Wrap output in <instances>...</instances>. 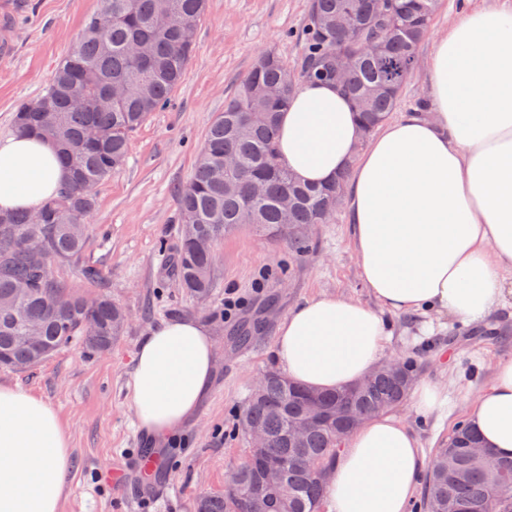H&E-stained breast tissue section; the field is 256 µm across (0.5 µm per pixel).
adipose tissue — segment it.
Here are the masks:
<instances>
[{"label":"adipose tissue","instance_id":"1","mask_svg":"<svg viewBox=\"0 0 512 512\" xmlns=\"http://www.w3.org/2000/svg\"><path fill=\"white\" fill-rule=\"evenodd\" d=\"M425 85L432 110L403 111L364 138L343 91L300 82L277 151L297 180L348 173L351 242L372 301L322 295L279 324L275 354L294 382L349 386L375 369L390 316L484 320L512 296V0L471 8L437 38ZM68 179L54 145L0 140V210H37ZM215 342L197 319L162 323L139 343L130 405L150 438L173 439L209 392ZM486 448L512 457V361L470 400ZM425 466L405 420L375 415L344 441L329 475V512H410ZM70 443L41 399L0 385V512H59Z\"/></svg>","mask_w":512,"mask_h":512}]
</instances>
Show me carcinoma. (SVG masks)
<instances>
[{
    "mask_svg": "<svg viewBox=\"0 0 512 512\" xmlns=\"http://www.w3.org/2000/svg\"><path fill=\"white\" fill-rule=\"evenodd\" d=\"M438 4L392 0L389 17L376 11L375 0H311L298 67L274 52L258 57L210 123L194 174L177 194L182 229L171 272L188 294L209 293L213 246L238 226L285 238L299 254L311 226L328 223L339 208L344 177L324 186L301 184L275 147L280 112L296 79L336 78L338 28L347 20L354 26L352 72L343 92L369 135L390 119L413 77ZM207 7L208 0H104L112 24L103 28L98 14L87 16L80 39L38 97L42 108L32 110L28 101L17 107L15 132L51 139L69 177L60 195L38 209L42 223H33L30 211L0 213V367L33 369L77 341L106 351L122 335V307L106 294L87 304L55 268L84 252L97 186L124 165L131 133L169 102L194 54L187 28L196 27ZM33 236L42 239V250L22 246ZM412 384L407 366L397 375L381 366L349 395L266 374L264 390L249 397L242 425L268 436L269 454L287 468L283 487L265 488L264 462L258 461L233 470L223 493L199 496L196 512H252L257 497L265 499L262 512H320L341 435L354 427L345 419L316 423L296 442L291 423L313 404L334 411L347 397L352 414L365 421L399 405ZM424 500L426 512H512V458L482 447L462 422L433 456Z\"/></svg>",
    "mask_w": 512,
    "mask_h": 512,
    "instance_id": "cac0c4a2",
    "label": "carcinoma"
}]
</instances>
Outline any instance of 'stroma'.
<instances>
[{
  "label": "stroma",
  "mask_w": 512,
  "mask_h": 512,
  "mask_svg": "<svg viewBox=\"0 0 512 512\" xmlns=\"http://www.w3.org/2000/svg\"><path fill=\"white\" fill-rule=\"evenodd\" d=\"M25 2L15 20L16 60L0 68V138L12 134L16 106L43 92L80 36L86 16L103 6V0ZM310 3L209 0L196 28L194 56L167 107L132 133L124 166L97 188L98 206L87 219L84 253L56 267L71 291L89 296L104 292L123 307V335L101 354L75 345L31 371L0 369V384L42 399L57 412L68 435L73 466L60 512H195L197 495L223 492L229 473L248 453L251 440L240 416L256 380L278 367L274 344L280 321L317 295L370 300L342 207L330 223L309 232V249L299 259L287 242L253 227L226 234L213 247V287L201 298L181 288L164 256L178 245L176 191L193 175L209 124L262 52L297 61ZM462 10L463 0H440L431 39L420 48L417 73L404 87L399 109L415 106L425 95L431 41ZM89 266L98 270L97 279L85 276ZM228 296L245 302L231 318L224 315ZM257 315L264 326L250 344L230 346L231 329ZM177 317L199 319L210 329L216 343L214 383L198 415L163 448L164 477L156 485L157 498L142 506L118 495L107 476L145 445L128 399L137 346L152 329ZM487 322L497 335H481L479 326L445 315L391 318L393 335L384 360L409 359L416 382L448 387L445 419L418 415L407 402L397 409L418 434L426 456H433L464 420L468 398L490 388L497 365L512 359V304L497 308Z\"/></svg>",
  "instance_id": "stroma-1"
}]
</instances>
